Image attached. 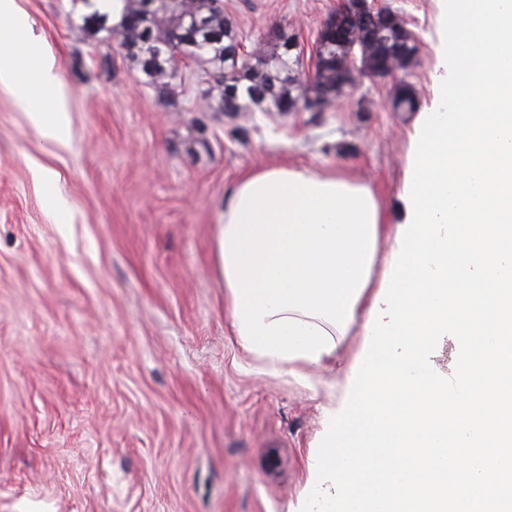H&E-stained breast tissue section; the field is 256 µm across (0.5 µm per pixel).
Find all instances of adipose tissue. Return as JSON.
<instances>
[{"label": "adipose tissue", "instance_id": "obj_1", "mask_svg": "<svg viewBox=\"0 0 512 512\" xmlns=\"http://www.w3.org/2000/svg\"><path fill=\"white\" fill-rule=\"evenodd\" d=\"M27 30L15 0H0V85L62 145L58 61ZM386 222L373 189L342 173L275 165L241 176L211 237L241 347L296 379L335 378L343 339L365 327L381 290L373 274Z\"/></svg>", "mask_w": 512, "mask_h": 512}]
</instances>
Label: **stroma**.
<instances>
[{
	"label": "stroma",
	"mask_w": 512,
	"mask_h": 512,
	"mask_svg": "<svg viewBox=\"0 0 512 512\" xmlns=\"http://www.w3.org/2000/svg\"><path fill=\"white\" fill-rule=\"evenodd\" d=\"M60 64L66 147L0 87V512H300L346 379L309 386L232 335L211 235L244 173L289 164L368 183L391 223L417 112L441 74L438 0H376L420 47L324 112L205 111L209 68L159 94L81 0H16ZM337 0H224L246 51L283 28L301 78ZM417 112H396L400 83ZM59 176L54 213L38 167Z\"/></svg>",
	"instance_id": "35a3bbf8"
}]
</instances>
